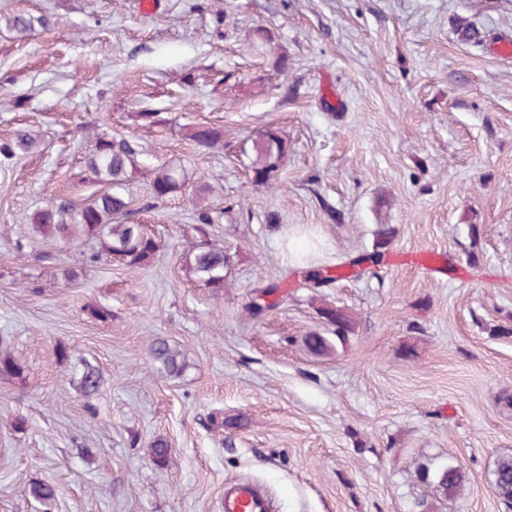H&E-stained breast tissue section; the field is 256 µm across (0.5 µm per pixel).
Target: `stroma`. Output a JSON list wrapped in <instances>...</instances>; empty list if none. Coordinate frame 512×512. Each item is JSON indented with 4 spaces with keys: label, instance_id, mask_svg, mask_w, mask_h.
I'll list each match as a JSON object with an SVG mask.
<instances>
[{
    "label": "stroma",
    "instance_id": "1",
    "mask_svg": "<svg viewBox=\"0 0 512 512\" xmlns=\"http://www.w3.org/2000/svg\"><path fill=\"white\" fill-rule=\"evenodd\" d=\"M137 2L0 0V144L41 141L0 157V339L25 367L0 376V512H223L238 481L277 512H411L417 464L450 455L468 481L442 512H506L489 478L512 453V0ZM17 14L52 24L21 34ZM194 124L221 143L198 146ZM270 127L287 152L261 184L241 149ZM102 132L134 144L133 206L159 243L135 272L88 262L92 240L17 245L32 211L98 191ZM166 164L188 181L158 203ZM382 224L381 266L301 284L371 252ZM204 237L231 255L218 297L182 266ZM324 303L355 327L321 355L303 339L325 333ZM38 145V140L28 131H19L12 141L0 145V155L13 158L30 153Z\"/></svg>",
    "mask_w": 512,
    "mask_h": 512
}]
</instances>
